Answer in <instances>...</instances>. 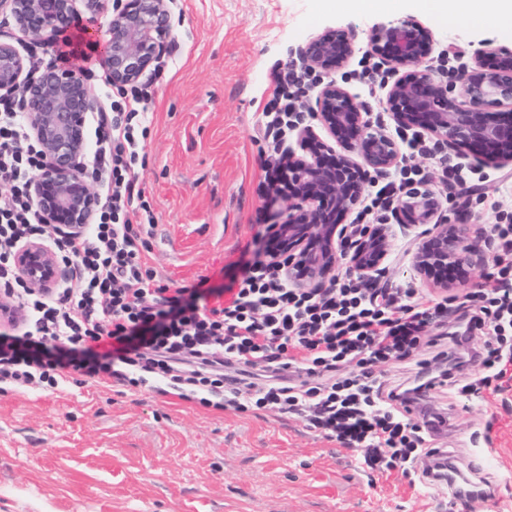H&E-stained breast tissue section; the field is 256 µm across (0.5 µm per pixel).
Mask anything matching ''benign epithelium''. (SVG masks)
<instances>
[{
	"mask_svg": "<svg viewBox=\"0 0 512 512\" xmlns=\"http://www.w3.org/2000/svg\"><path fill=\"white\" fill-rule=\"evenodd\" d=\"M76 0H0V11L13 15L19 30L31 39L50 40L77 29L82 13ZM171 35L166 0H125L111 13L104 66L112 80L133 81L155 60ZM435 39L429 27L408 19L377 25L366 39L365 53L378 55L386 109L399 129L415 125L436 143L448 147L457 169L474 164L464 149L478 147L484 163L512 167V52L488 48L457 63L458 84L445 82L443 56L433 57ZM357 47L354 36L326 29L297 46L302 69L318 72L314 102L305 107L312 118L345 151L337 161L304 157L288 149V215L272 225L288 282L297 288H325L343 263L349 272L372 279L389 255V227L362 224L355 235L336 215L351 211L371 174H386L403 162L400 144L385 125L368 118L362 101L331 78L347 65ZM18 88L24 97L29 136L47 158L44 171L31 183L44 223L81 226L90 223L98 198L81 174L88 138L86 117L95 97L84 76L74 69L39 74L11 42L0 41V90ZM438 199L428 189L410 187L398 211L412 224H433L419 241L413 261L424 276L442 265L461 270L482 257L486 231L470 236L465 224H435ZM352 236L344 253L336 243ZM21 280L35 288H51L59 279L55 253L41 241L22 245L13 255Z\"/></svg>",
	"mask_w": 512,
	"mask_h": 512,
	"instance_id": "7a95c632",
	"label": "benign epithelium"
}]
</instances>
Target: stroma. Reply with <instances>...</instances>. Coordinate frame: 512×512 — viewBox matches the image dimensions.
I'll list each match as a JSON object with an SVG mask.
<instances>
[{
	"instance_id": "1",
	"label": "stroma",
	"mask_w": 512,
	"mask_h": 512,
	"mask_svg": "<svg viewBox=\"0 0 512 512\" xmlns=\"http://www.w3.org/2000/svg\"><path fill=\"white\" fill-rule=\"evenodd\" d=\"M170 12L172 62L154 80L139 171L155 216L148 259L172 287L203 276L221 294L255 260L256 232L287 203L259 189L269 152L257 134L271 74L300 42L336 28L361 45L375 24L414 18L452 57L512 49V29L414 0L375 12L346 0H179ZM362 58L355 53L335 78L394 130ZM417 163L440 199L438 222L487 228L512 215V190L499 181L512 168L466 174L472 191L461 196L444 184L438 156ZM425 230L391 223L389 287L436 294L412 262ZM428 409L447 419L431 447L448 449L460 470L473 459L472 436L491 435L482 473L491 498L452 504L411 488L401 472H363L361 450L272 411L237 415L120 386L0 393V512H512V389L486 403L439 394Z\"/></svg>"
}]
</instances>
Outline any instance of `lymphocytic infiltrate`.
Instances as JSON below:
<instances>
[{
	"label": "lymphocytic infiltrate",
	"mask_w": 512,
	"mask_h": 512,
	"mask_svg": "<svg viewBox=\"0 0 512 512\" xmlns=\"http://www.w3.org/2000/svg\"><path fill=\"white\" fill-rule=\"evenodd\" d=\"M263 130L281 148L297 120V77L274 74ZM151 84L103 79L94 95L92 147L83 163L99 207L90 224L44 223L30 185L46 166L20 98L0 93V296L18 317L0 321V392L57 391L74 381L119 384L245 414L274 410L347 448L370 471H401L421 484L435 421H413L417 396L447 388L474 401L512 384V222L494 225L491 272L464 294L345 278L291 286L255 260L229 302L209 306L202 287L164 284L146 255L150 205L138 183L149 133ZM42 241L68 275L38 289L12 262ZM394 363L407 376L383 379Z\"/></svg>",
	"instance_id": "1"
}]
</instances>
